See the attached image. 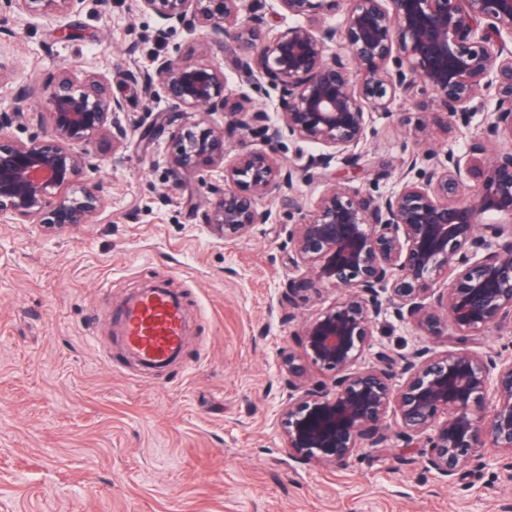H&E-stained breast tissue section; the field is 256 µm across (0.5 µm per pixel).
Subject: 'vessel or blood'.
Wrapping results in <instances>:
<instances>
[{"label":"vessel or blood","instance_id":"b4317fda","mask_svg":"<svg viewBox=\"0 0 512 512\" xmlns=\"http://www.w3.org/2000/svg\"><path fill=\"white\" fill-rule=\"evenodd\" d=\"M115 320L128 349L145 361L163 362L183 346L181 310L164 289L134 297Z\"/></svg>","mask_w":512,"mask_h":512}]
</instances>
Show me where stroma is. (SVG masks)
<instances>
[{
	"label": "stroma",
	"mask_w": 512,
	"mask_h": 512,
	"mask_svg": "<svg viewBox=\"0 0 512 512\" xmlns=\"http://www.w3.org/2000/svg\"><path fill=\"white\" fill-rule=\"evenodd\" d=\"M71 35L57 38L56 31ZM0 38V101L24 84L43 85L63 68L101 73L140 117L168 107L128 83L126 69H152L157 56L193 58L197 36L171 28L134 0H89L75 17L36 19ZM399 126L373 113L360 147L366 165L314 168L295 190L314 201L332 178L390 191L400 167L423 152L421 112L405 97ZM485 115L437 134L438 154L481 138ZM132 132L126 148L88 150L83 179L107 202L93 223L45 234L35 224L0 223V512H512V470L465 468L455 484L426 471L420 451L401 447L397 417L389 441H362L341 466L292 458L279 413L288 385L327 386L328 373L302 361L303 324L342 297L322 288L296 309L282 305L294 271L288 213L261 199L268 223L225 242L196 222L189 201L206 202L218 172L172 186L163 152ZM150 283L180 298L184 346L160 368L112 339V314ZM374 340L397 353L457 346L420 335L392 312Z\"/></svg>",
	"instance_id": "obj_1"
}]
</instances>
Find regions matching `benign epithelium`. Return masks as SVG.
Returning a JSON list of instances; mask_svg holds the SVG:
<instances>
[{
    "label": "benign epithelium",
    "instance_id": "7a95c632",
    "mask_svg": "<svg viewBox=\"0 0 512 512\" xmlns=\"http://www.w3.org/2000/svg\"><path fill=\"white\" fill-rule=\"evenodd\" d=\"M283 14L303 19L270 33L264 16L241 18L242 0H136L139 10L171 27L200 32V47L231 53L234 69L250 82L267 79L278 91L276 119L248 96L231 97L224 67L188 59L153 60L154 93L175 108L164 122L131 121L124 100L104 76L63 70L37 90H20L0 105V222L46 230L90 224L106 207L96 185L79 182L93 168L85 146L116 151L133 128L159 138L170 128L174 151L164 156L174 185L220 170L211 198L196 218L234 242L269 221L257 200L288 208V305L322 285L346 290L302 328L303 357L333 374L329 387L289 388L281 411L288 453L299 461L345 464L360 440L383 444L387 416L399 418L405 448L425 447L424 467L452 485L460 472L487 459V446L512 460V357L484 349L381 346L373 361V325L390 308L424 336H483L512 327V0H277ZM0 34L9 19L66 17L87 0H0ZM342 23H327L330 17ZM432 92L436 109L419 132L448 131L469 113L493 103L484 137L462 155L417 167L411 159L387 194L332 185L311 204L294 185L309 169L337 157L355 169L368 120L385 112L397 123L400 96L419 107ZM40 97L48 138H13L8 130L40 122L31 110ZM220 113L218 123L212 116ZM260 135L328 149L302 168L277 154L242 147L231 160L227 145Z\"/></svg>",
    "mask_w": 512,
    "mask_h": 512
}]
</instances>
